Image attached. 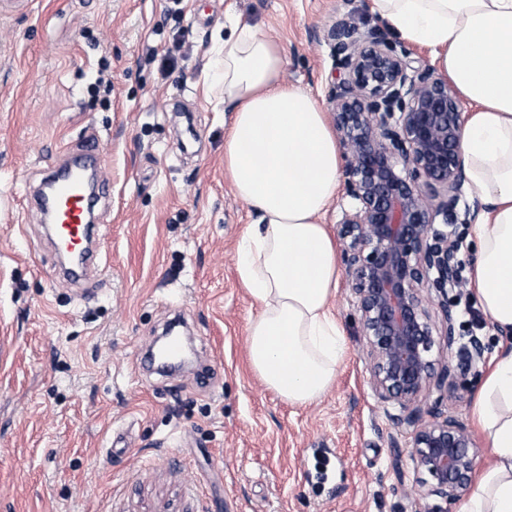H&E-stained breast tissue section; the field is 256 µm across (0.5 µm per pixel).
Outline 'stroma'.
<instances>
[{
  "label": "stroma",
  "mask_w": 512,
  "mask_h": 512,
  "mask_svg": "<svg viewBox=\"0 0 512 512\" xmlns=\"http://www.w3.org/2000/svg\"><path fill=\"white\" fill-rule=\"evenodd\" d=\"M371 0H23L0 8V512H412L410 446L375 397L346 280L330 305L348 355L330 390L292 407L248 367L257 303L236 272L252 216L224 172V94L213 49L233 21L282 47L290 84L325 102L326 35ZM109 92L95 93L97 77ZM99 142L111 193L99 258L73 282L26 196L41 172ZM463 186L456 233L461 335L499 350L471 287L476 251ZM184 316L198 363L144 371L141 352ZM130 441L109 450L113 435Z\"/></svg>",
  "instance_id": "stroma-1"
}]
</instances>
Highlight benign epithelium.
I'll list each match as a JSON object with an SVG mask.
<instances>
[{
	"label": "benign epithelium",
	"instance_id": "obj_1",
	"mask_svg": "<svg viewBox=\"0 0 512 512\" xmlns=\"http://www.w3.org/2000/svg\"><path fill=\"white\" fill-rule=\"evenodd\" d=\"M327 39L336 69L327 100L350 199L337 236L370 384L392 424L410 429L414 512H443L431 501L469 496L481 452L468 424L442 410L484 357L480 337L457 331L448 300L463 264L451 229L465 180L463 118L453 85L428 60L396 50L383 32L362 33L353 13Z\"/></svg>",
	"mask_w": 512,
	"mask_h": 512
}]
</instances>
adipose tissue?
Masks as SVG:
<instances>
[{"mask_svg": "<svg viewBox=\"0 0 512 512\" xmlns=\"http://www.w3.org/2000/svg\"><path fill=\"white\" fill-rule=\"evenodd\" d=\"M405 41L431 49L435 68L471 105L461 152L485 210L475 226V290L492 323L512 331V0H371ZM231 112L224 170L253 212L236 253L240 283L259 304L248 364L291 406L332 387L347 345L330 309L339 264L322 216L342 157L317 99L284 78L279 44L236 22L214 62ZM472 417L491 449L459 512H512V347L495 354Z\"/></svg>", "mask_w": 512, "mask_h": 512, "instance_id": "ef3b65f1", "label": "adipose tissue"}]
</instances>
